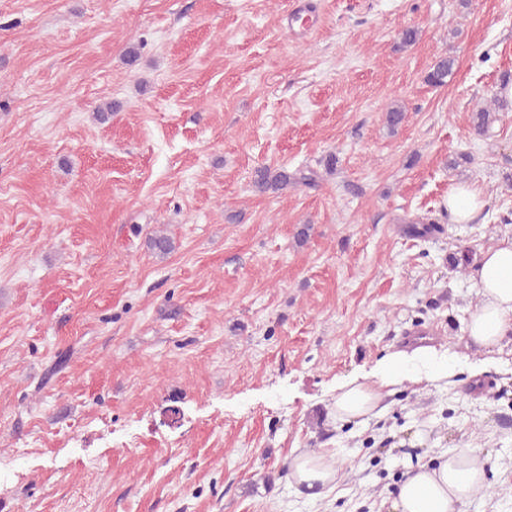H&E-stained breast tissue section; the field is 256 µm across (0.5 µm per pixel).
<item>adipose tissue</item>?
<instances>
[{
	"label": "adipose tissue",
	"mask_w": 512,
	"mask_h": 512,
	"mask_svg": "<svg viewBox=\"0 0 512 512\" xmlns=\"http://www.w3.org/2000/svg\"><path fill=\"white\" fill-rule=\"evenodd\" d=\"M480 301L470 314L471 343L496 347L512 334V237L500 238L482 251L475 265ZM448 377V356L433 347L389 353L373 380L351 379L339 386L334 411L339 419L376 416L392 386L403 381L434 384ZM290 481L317 501L337 486L339 470L325 454L297 453L288 464ZM486 486V471L474 450L439 456L437 467L408 468L391 504L393 512H453L457 503H467Z\"/></svg>",
	"instance_id": "ef3b65f1"
}]
</instances>
